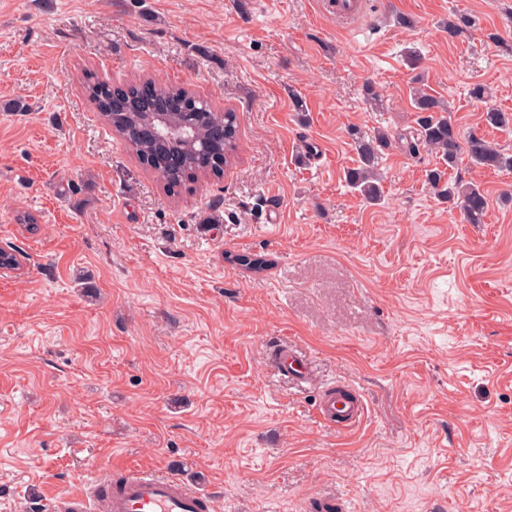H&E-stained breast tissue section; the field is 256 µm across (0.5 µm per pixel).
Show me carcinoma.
I'll return each mask as SVG.
<instances>
[{"mask_svg": "<svg viewBox=\"0 0 512 512\" xmlns=\"http://www.w3.org/2000/svg\"><path fill=\"white\" fill-rule=\"evenodd\" d=\"M476 26V19L468 15H457L448 20L445 26L448 39L453 40ZM84 89L95 104L107 124L122 137L134 139L135 129L142 118L153 112L152 103L139 95V85L132 83L117 88L102 84L97 78L88 74L84 77ZM157 95L178 100L177 108L170 112L171 119L181 120L183 114L199 112L197 122L199 133L207 137L209 129L218 125H229L225 113L204 106L194 94L184 87L155 83ZM120 93L126 105L121 111L111 109L112 96ZM413 102L419 112V139L424 148L440 155L448 167L453 168L461 154H466L470 163L482 169L499 170L512 168V156L494 147L483 137L472 133L466 140L461 136L452 115L437 97L424 88H417L413 93ZM484 122L493 128L512 124V115L500 110L489 109L484 113ZM359 157V165L347 170L345 179L348 186L359 192L370 204L379 205L384 200L381 180L377 173V162L382 151L389 146L387 133L377 131L364 133L356 128L350 130ZM136 155L147 162L168 192L173 195L181 193L186 183L195 179L197 173H209L215 177L224 171V157L237 150V133L224 139L222 143H211L206 152L190 155L185 163L172 166L168 156L174 152V146L165 141L148 143L136 142L131 146ZM430 182L437 194L447 202L460 208L469 224H481L486 216L488 202L484 190L474 181L463 183L442 182V172H430Z\"/></svg>", "mask_w": 512, "mask_h": 512, "instance_id": "carcinoma-1", "label": "carcinoma"}]
</instances>
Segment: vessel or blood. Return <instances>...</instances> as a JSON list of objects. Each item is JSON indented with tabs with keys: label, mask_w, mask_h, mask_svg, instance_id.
Instances as JSON below:
<instances>
[{
	"label": "vessel or blood",
	"mask_w": 512,
	"mask_h": 512,
	"mask_svg": "<svg viewBox=\"0 0 512 512\" xmlns=\"http://www.w3.org/2000/svg\"><path fill=\"white\" fill-rule=\"evenodd\" d=\"M327 8L337 20L352 23L365 17V0H329ZM274 369L299 387L312 381L309 359L292 348L275 356ZM317 414L327 423L356 425L364 415L363 401L336 387L322 390ZM205 495L171 472L127 469L120 485L102 476L81 489L58 498L55 512H205Z\"/></svg>",
	"instance_id": "b4317fda"
}]
</instances>
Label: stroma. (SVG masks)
<instances>
[{"mask_svg": "<svg viewBox=\"0 0 512 512\" xmlns=\"http://www.w3.org/2000/svg\"><path fill=\"white\" fill-rule=\"evenodd\" d=\"M458 14L478 26L452 40ZM88 72L235 110V161L171 197ZM419 80L512 155L482 121L512 113V0H369L350 26L320 0H0V247L28 256L0 274V512L114 467L172 470L210 512H512V170L410 155ZM353 126L391 137L382 204L343 180ZM433 169L481 185L483 223ZM336 384L367 405L347 432L316 413ZM442 171L430 172V182L437 194L448 203L459 207L469 224L483 223L488 202L484 190L474 181L463 183H442ZM310 360L291 347L281 349L275 356L274 369L277 374L285 376L298 387H306L312 381Z\"/></svg>", "mask_w": 512, "mask_h": 512, "instance_id": "stroma-1", "label": "stroma"}]
</instances>
